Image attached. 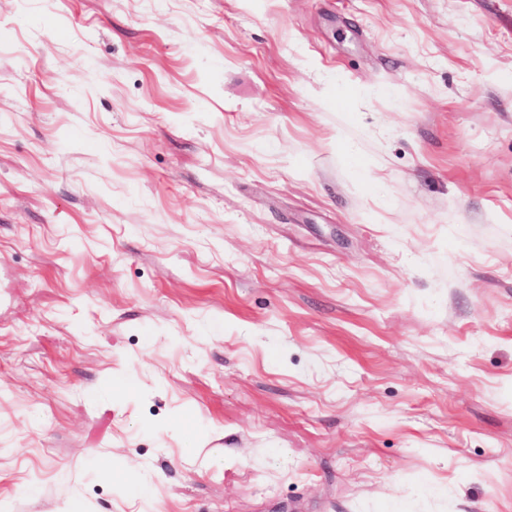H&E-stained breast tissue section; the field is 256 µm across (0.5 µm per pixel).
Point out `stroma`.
Masks as SVG:
<instances>
[{
	"mask_svg": "<svg viewBox=\"0 0 512 512\" xmlns=\"http://www.w3.org/2000/svg\"><path fill=\"white\" fill-rule=\"evenodd\" d=\"M0 512H512V0H0Z\"/></svg>",
	"mask_w": 512,
	"mask_h": 512,
	"instance_id": "1",
	"label": "stroma"
}]
</instances>
